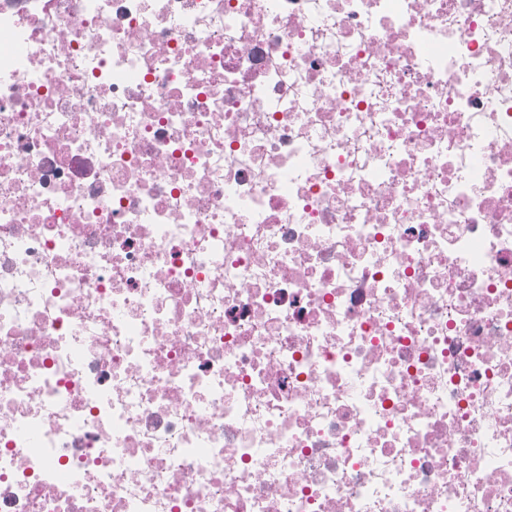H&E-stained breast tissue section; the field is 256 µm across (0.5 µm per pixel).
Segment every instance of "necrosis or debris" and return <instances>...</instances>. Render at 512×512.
<instances>
[{"instance_id": "necrosis-or-debris-1", "label": "necrosis or debris", "mask_w": 512, "mask_h": 512, "mask_svg": "<svg viewBox=\"0 0 512 512\" xmlns=\"http://www.w3.org/2000/svg\"><path fill=\"white\" fill-rule=\"evenodd\" d=\"M0 512H512V0H0Z\"/></svg>"}]
</instances>
